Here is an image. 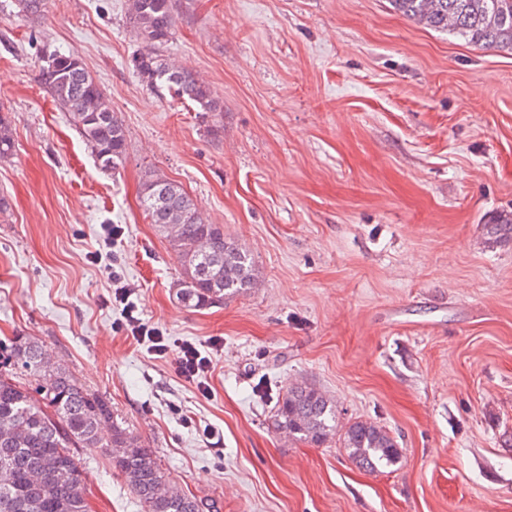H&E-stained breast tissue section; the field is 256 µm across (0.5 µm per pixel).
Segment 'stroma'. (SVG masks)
<instances>
[{"instance_id":"1","label":"stroma","mask_w":512,"mask_h":512,"mask_svg":"<svg viewBox=\"0 0 512 512\" xmlns=\"http://www.w3.org/2000/svg\"><path fill=\"white\" fill-rule=\"evenodd\" d=\"M10 2L0 341L39 339L201 512H512V238L489 231L512 215V51L389 0H177L162 52L221 102L215 137L133 71L127 0H48L36 20ZM45 50L78 57L111 101L119 171L41 82ZM156 176L251 253L254 288L202 310L177 301L176 256L140 204ZM109 256L170 342L220 339L209 396L115 331ZM297 380L340 425L382 426L399 463L362 469L335 439L282 444L271 415ZM78 458L91 512H145L100 449Z\"/></svg>"}]
</instances>
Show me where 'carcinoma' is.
Segmentation results:
<instances>
[{"mask_svg": "<svg viewBox=\"0 0 512 512\" xmlns=\"http://www.w3.org/2000/svg\"><path fill=\"white\" fill-rule=\"evenodd\" d=\"M408 19L448 32L487 50L512 49V0H390ZM46 0H14L18 12L40 16ZM129 24L142 49L131 59L141 80L160 93L194 104L216 135L219 100L195 73L161 53L175 27V0H128ZM40 77L91 147L101 169L115 172L126 159L122 122L100 85L74 56L57 51L40 58ZM9 119L0 113V157L13 154ZM141 202L150 223L167 240L181 270L177 297L205 309L252 288L251 255L206 221L179 185L155 177L143 185ZM274 428L296 441L323 445L339 436L359 467L376 470L399 463L395 439L378 425L353 421L337 430L334 402L306 382L278 398ZM79 448H99L144 504L146 512H200L196 497L173 490L155 453L119 423L112 405L85 389L32 336L0 344V512H89L88 475Z\"/></svg>", "mask_w": 512, "mask_h": 512, "instance_id": "1", "label": "carcinoma"}]
</instances>
